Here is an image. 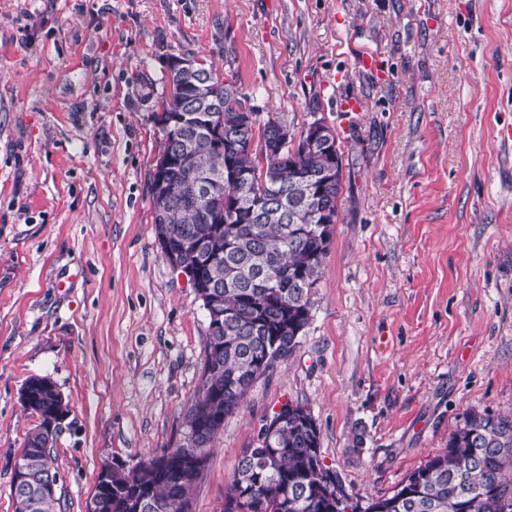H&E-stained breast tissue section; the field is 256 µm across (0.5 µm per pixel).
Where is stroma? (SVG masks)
I'll return each instance as SVG.
<instances>
[{
  "label": "stroma",
  "instance_id": "stroma-1",
  "mask_svg": "<svg viewBox=\"0 0 512 512\" xmlns=\"http://www.w3.org/2000/svg\"><path fill=\"white\" fill-rule=\"evenodd\" d=\"M184 54L233 72L258 123L325 120L343 160L311 322L225 417L191 512H220L286 402L363 501L472 411L512 415V0H0V512L29 376L70 409L57 512H85L104 465L186 443L208 318L150 194ZM160 244L168 262L175 269L181 270V272L189 278L193 287L195 289L198 288L200 290V294H203L207 289L204 278L198 272L193 270L192 267H186V263L184 262L180 249L174 243L170 242L168 237L163 238L160 241Z\"/></svg>",
  "mask_w": 512,
  "mask_h": 512
}]
</instances>
